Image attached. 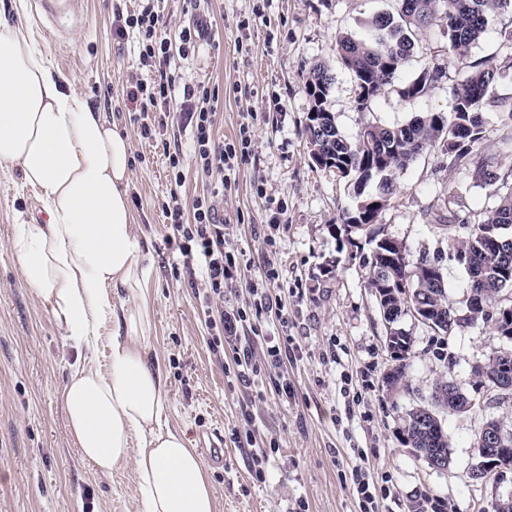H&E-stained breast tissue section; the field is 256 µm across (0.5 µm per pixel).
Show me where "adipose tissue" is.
Segmentation results:
<instances>
[{
	"label": "adipose tissue",
	"instance_id": "obj_1",
	"mask_svg": "<svg viewBox=\"0 0 512 512\" xmlns=\"http://www.w3.org/2000/svg\"><path fill=\"white\" fill-rule=\"evenodd\" d=\"M132 145L34 37L0 23V165L38 190L45 222L10 241L25 284L49 306L68 344L96 351L112 325L109 363L75 366L63 389L67 429L97 473L132 464L143 512H217L207 468L166 423L165 371L144 339L147 269L128 195Z\"/></svg>",
	"mask_w": 512,
	"mask_h": 512
}]
</instances>
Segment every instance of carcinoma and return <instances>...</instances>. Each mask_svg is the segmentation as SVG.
Wrapping results in <instances>:
<instances>
[{
  "mask_svg": "<svg viewBox=\"0 0 512 512\" xmlns=\"http://www.w3.org/2000/svg\"><path fill=\"white\" fill-rule=\"evenodd\" d=\"M508 10L512 11V0H398L397 16L388 13L373 16L366 35L336 37V60L356 85V109L364 112L374 98L390 89L399 78L414 53L418 35L439 27L447 40L448 63L463 74L462 82L451 89L447 112H427L400 126L369 123L361 127L355 138L349 139L340 131L330 109L335 84L332 68L319 63L306 76L311 108L302 134L311 160L318 168L332 171L350 182L354 205L342 212L341 224L345 228L351 225L363 228L373 248L388 251L378 244L377 232L370 226L377 223L392 198L400 173L427 146L442 139L450 163L463 164L473 146L485 137V112L499 111L512 120V99L490 94V89L498 82H512V29L501 32L505 54L499 63L470 58L472 46L485 31L488 16ZM441 74L440 67L423 69L416 78L401 85L400 96L409 103L416 102ZM479 174L489 184L502 181L506 192L476 219L465 221L467 236L464 239L448 235L449 251L450 256L467 269L469 292L483 296L491 308L497 309L503 292L512 288V241L499 235L494 242L487 234L498 225L512 226V184H507V177L484 164L479 166ZM368 265L367 284L371 289L385 276V270L375 252ZM395 272L401 278L406 276L412 280V287L418 292L410 303L427 307L435 332L450 333L456 324L455 317L464 313L466 306H458L448 299L441 261L422 258L413 265L396 268ZM393 349L403 352L393 359L394 365L387 376V389L396 395L409 390L406 377L412 338L405 336L396 341ZM442 389L443 385H436L431 403L419 399L403 411L402 420L414 421L424 407L448 405V399L442 397Z\"/></svg>",
  "mask_w": 512,
  "mask_h": 512,
  "instance_id": "1",
  "label": "carcinoma"
}]
</instances>
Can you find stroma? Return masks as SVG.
I'll use <instances>...</instances> for the list:
<instances>
[{
  "mask_svg": "<svg viewBox=\"0 0 512 512\" xmlns=\"http://www.w3.org/2000/svg\"><path fill=\"white\" fill-rule=\"evenodd\" d=\"M396 6V0H157L170 38L192 22L203 31L195 53L179 65L188 80L217 90L218 138L236 139L244 122L252 129L251 154L218 212L239 262L235 285L224 291V308L242 311L245 319L236 336L217 346L197 262L170 243L172 229L162 212L170 191L162 144L185 149L189 135L172 124L160 141L143 140L127 98L131 77L148 76L137 68L134 38L114 34L115 12L130 9V0H87L79 30L63 42L35 20L31 0H0V21L29 31L73 88L131 140L129 194L153 311L145 347L167 375V424L184 431L200 451L213 432L224 439L223 462L206 464L218 512H291L300 502L307 512H360L350 469L361 454L371 478L385 483V512H417L426 496L440 500L443 512H492L495 497L512 490V480L481 483L469 477L472 443L485 422L497 419L512 429V397L497 398L471 373L500 350L502 340L488 323L442 336L404 318L414 339L409 390L397 397L385 391L382 376L392 360L366 286L372 246L364 232L349 240L333 231L351 205V191L336 173L312 163L302 135L310 108L306 75L319 62L336 68L330 105L347 137L368 122L402 125L427 112L448 111L450 90L463 75L449 65L447 41L436 28L422 35L400 75L406 82L425 67H441L442 77L425 96L411 104L391 89L369 111L355 108L351 79L335 65L336 37L363 34L372 16ZM511 134L499 114L487 112L484 140L458 169L449 168L442 141L433 142L400 174L379 217L378 228L405 244L409 260L441 258L450 301L463 300L468 275L449 258L448 237L464 238V220L492 206L497 188L480 179L476 166L486 160L500 173L512 172ZM456 184L460 193L450 196ZM274 206L279 224L271 232ZM41 211L19 169L0 166V512H138L131 466L97 473L68 434L61 392L75 364L105 366L112 330L104 328L96 354L79 355L24 283L10 240L16 224ZM448 212L460 220L451 233L433 221L434 214ZM270 233L280 277L265 283L259 274ZM260 283L281 298L295 351L279 371L261 367L243 378L236 356L248 345L261 352L264 337L280 330L274 315L253 304L249 288ZM281 374L294 399L275 393ZM441 380L461 383L474 405L445 416L450 463L437 472L402 444L398 426L417 394L429 393ZM272 445L278 449L275 461L257 478L249 450Z\"/></svg>",
  "mask_w": 512,
  "mask_h": 512,
  "instance_id": "obj_1",
  "label": "stroma"
}]
</instances>
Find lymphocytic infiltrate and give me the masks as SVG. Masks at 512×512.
I'll list each match as a JSON object with an SVG mask.
<instances>
[{
	"label": "lymphocytic infiltrate",
	"mask_w": 512,
	"mask_h": 512,
	"mask_svg": "<svg viewBox=\"0 0 512 512\" xmlns=\"http://www.w3.org/2000/svg\"><path fill=\"white\" fill-rule=\"evenodd\" d=\"M115 33L121 38L136 34L138 62L150 74L149 79L132 80L127 92L128 99L140 106L141 138L155 140L158 130L167 128L172 120L191 131L194 175L205 190L196 196L192 215H185L174 196L165 202L162 211L184 241L197 244L206 284L203 296L206 303H213L223 299L224 286L232 278L225 264L231 247L223 225L217 222L218 203L249 155V126L241 124L237 140H218L215 91L202 83H187L172 67L174 56H187L196 48L202 37L199 28H183L177 39H170L163 15L153 0H144L136 12L119 17Z\"/></svg>",
	"instance_id": "1"
}]
</instances>
